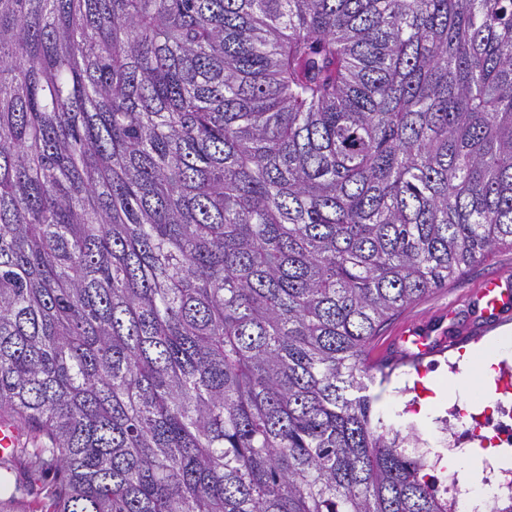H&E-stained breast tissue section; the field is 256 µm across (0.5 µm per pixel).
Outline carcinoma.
<instances>
[{"instance_id": "cac0c4a2", "label": "carcinoma", "mask_w": 512, "mask_h": 512, "mask_svg": "<svg viewBox=\"0 0 512 512\" xmlns=\"http://www.w3.org/2000/svg\"><path fill=\"white\" fill-rule=\"evenodd\" d=\"M512 243V0H0V412L50 512H453L370 345Z\"/></svg>"}]
</instances>
